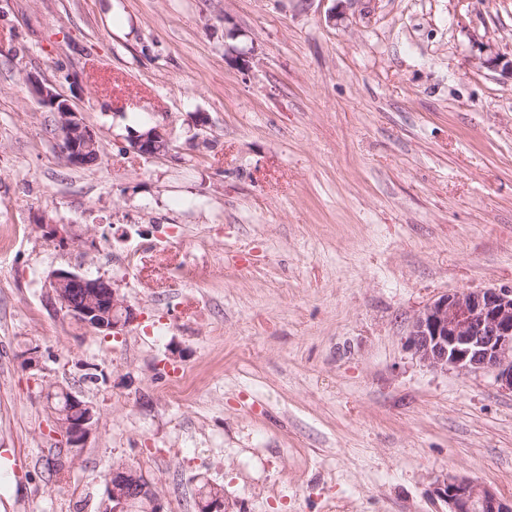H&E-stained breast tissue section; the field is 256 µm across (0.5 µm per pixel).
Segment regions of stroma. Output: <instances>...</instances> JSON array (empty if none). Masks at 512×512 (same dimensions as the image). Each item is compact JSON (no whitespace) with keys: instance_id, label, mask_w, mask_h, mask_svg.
<instances>
[{"instance_id":"stroma-1","label":"stroma","mask_w":512,"mask_h":512,"mask_svg":"<svg viewBox=\"0 0 512 512\" xmlns=\"http://www.w3.org/2000/svg\"><path fill=\"white\" fill-rule=\"evenodd\" d=\"M490 55L512 0H0V512H108L119 461L166 512L205 484L228 512H443L450 475L511 500L512 391L407 345L441 295L512 286ZM30 74L96 163L64 160ZM145 126L168 154L130 148ZM57 269L118 279L122 339L56 305ZM53 386L98 414L75 458ZM28 84L33 95L39 103L55 115L60 138V151L71 166H86L90 154L96 153L99 157V142L92 129H90L77 112L53 88L37 78H28Z\"/></svg>"}]
</instances>
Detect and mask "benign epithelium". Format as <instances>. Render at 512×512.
I'll return each instance as SVG.
<instances>
[{"label":"benign epithelium","instance_id":"7a95c632","mask_svg":"<svg viewBox=\"0 0 512 512\" xmlns=\"http://www.w3.org/2000/svg\"><path fill=\"white\" fill-rule=\"evenodd\" d=\"M33 95L54 113L60 151L71 166L86 165L89 155L98 152L99 142L77 112L53 88L30 77ZM131 147L150 158L169 152L170 139L158 126L137 133ZM55 300L72 319L95 332H118L136 319L135 310L120 294L118 281L58 269L50 275ZM409 346L427 368L446 371L491 369L497 381L512 391V287L463 290L445 294L414 314L409 323ZM74 409L54 422L55 433L76 456L86 447L96 423L93 406L73 397ZM140 473L126 463L112 466L107 477L109 512H130L133 497L147 503L146 512H164L162 496L152 482L140 487ZM448 512H512V502L480 483L447 477L435 488ZM199 512H225L224 490L213 487L199 500Z\"/></svg>","mask_w":512,"mask_h":512}]
</instances>
